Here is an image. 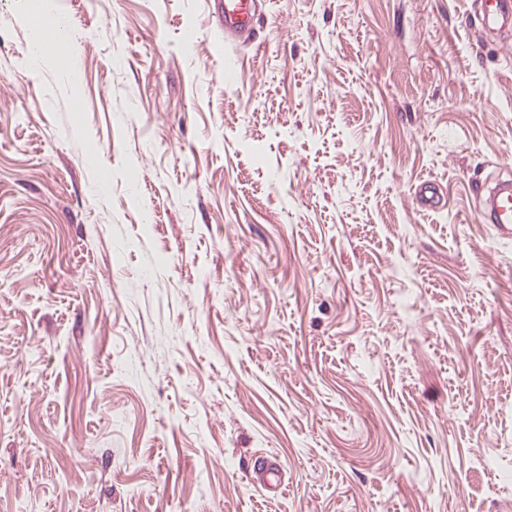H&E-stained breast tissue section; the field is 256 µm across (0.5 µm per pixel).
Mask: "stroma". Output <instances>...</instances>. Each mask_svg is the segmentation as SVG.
I'll list each match as a JSON object with an SVG mask.
<instances>
[{
  "label": "stroma",
  "mask_w": 512,
  "mask_h": 512,
  "mask_svg": "<svg viewBox=\"0 0 512 512\" xmlns=\"http://www.w3.org/2000/svg\"><path fill=\"white\" fill-rule=\"evenodd\" d=\"M480 4L61 0L75 85L0 0V512H512ZM220 23L224 39H235L243 44L251 42L253 21L259 9L258 0H218Z\"/></svg>",
  "instance_id": "1"
}]
</instances>
